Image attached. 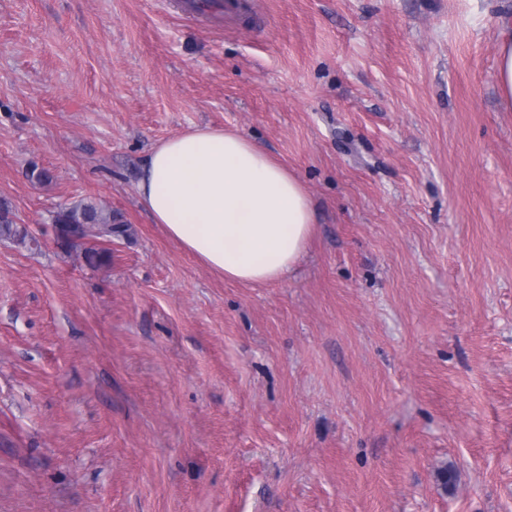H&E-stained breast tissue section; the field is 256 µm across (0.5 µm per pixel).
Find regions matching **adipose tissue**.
Returning a JSON list of instances; mask_svg holds the SVG:
<instances>
[{"instance_id":"ef3b65f1","label":"adipose tissue","mask_w":512,"mask_h":512,"mask_svg":"<svg viewBox=\"0 0 512 512\" xmlns=\"http://www.w3.org/2000/svg\"><path fill=\"white\" fill-rule=\"evenodd\" d=\"M141 206L182 249L225 279H286L316 222L298 176L234 130L193 126L157 142L138 182Z\"/></svg>"}]
</instances>
